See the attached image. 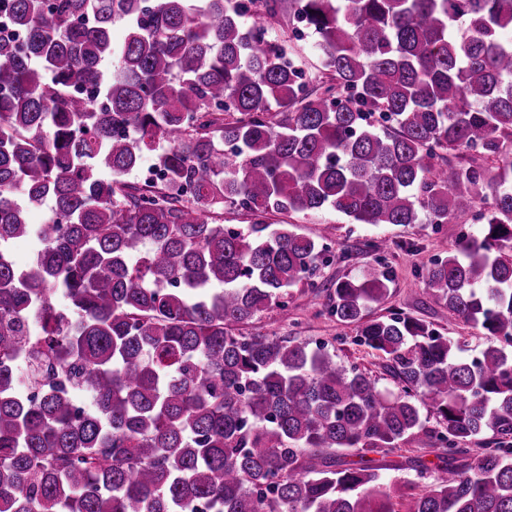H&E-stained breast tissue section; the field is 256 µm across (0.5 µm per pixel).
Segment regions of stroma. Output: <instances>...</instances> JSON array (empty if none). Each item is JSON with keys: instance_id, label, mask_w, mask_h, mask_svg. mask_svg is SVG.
Returning <instances> with one entry per match:
<instances>
[{"instance_id": "obj_1", "label": "stroma", "mask_w": 512, "mask_h": 512, "mask_svg": "<svg viewBox=\"0 0 512 512\" xmlns=\"http://www.w3.org/2000/svg\"><path fill=\"white\" fill-rule=\"evenodd\" d=\"M296 8L295 0H284L281 12L270 25L277 37L287 42L298 64L313 71L320 66V55L313 40L295 39L292 22ZM483 210V205H476L473 211L440 226L424 223L354 224L332 210L292 213L287 221L297 225L299 232L327 246L330 260L318 271L323 281L336 282L357 276L373 262L370 244L383 245L390 270L388 294L383 301L369 308V315L391 316L403 312L421 319L442 334L463 342V354L470 358L487 344L481 329L464 323L447 308L431 303L423 290L420 274L434 260L447 257L462 239L483 233L484 225L478 219ZM327 301L326 292L298 285L290 289L286 307H272L264 311L255 320L253 328L264 333L291 336L313 345L328 344L334 348L338 361L368 373L381 385H390L391 379L381 360L370 354L367 348L355 344L354 326L339 323L327 314ZM363 460L381 466V474L388 480H412L419 466L433 470L441 464L438 449L410 445L388 457L367 452Z\"/></svg>"}]
</instances>
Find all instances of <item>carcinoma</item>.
<instances>
[{
    "label": "carcinoma",
    "mask_w": 512,
    "mask_h": 512,
    "mask_svg": "<svg viewBox=\"0 0 512 512\" xmlns=\"http://www.w3.org/2000/svg\"><path fill=\"white\" fill-rule=\"evenodd\" d=\"M280 4L0 0L25 33L0 35V512H512V0H303L314 73L256 35ZM148 154L162 181H128ZM479 202L487 232L422 273L492 340L478 355L368 315L380 255L328 313L398 393L326 344L243 332L318 287L327 247L224 205L438 226ZM407 445L445 459L418 493L345 460Z\"/></svg>",
    "instance_id": "cac0c4a2"
}]
</instances>
